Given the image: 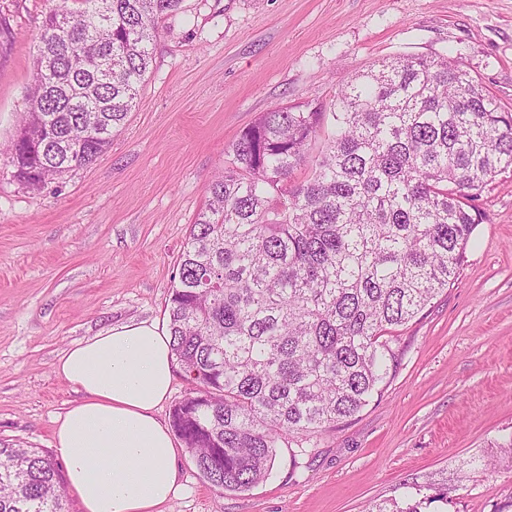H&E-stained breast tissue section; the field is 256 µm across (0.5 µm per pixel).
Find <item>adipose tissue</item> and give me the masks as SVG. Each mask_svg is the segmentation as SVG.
Segmentation results:
<instances>
[{"label": "adipose tissue", "instance_id": "adipose-tissue-1", "mask_svg": "<svg viewBox=\"0 0 512 512\" xmlns=\"http://www.w3.org/2000/svg\"><path fill=\"white\" fill-rule=\"evenodd\" d=\"M170 343L158 322L127 323L71 346L54 364L83 394L53 432L82 512H160L176 496L179 449L156 417L173 382Z\"/></svg>", "mask_w": 512, "mask_h": 512}]
</instances>
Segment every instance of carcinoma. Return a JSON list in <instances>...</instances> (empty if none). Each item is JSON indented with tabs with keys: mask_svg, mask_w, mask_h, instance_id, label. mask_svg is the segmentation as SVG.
<instances>
[{
	"mask_svg": "<svg viewBox=\"0 0 512 512\" xmlns=\"http://www.w3.org/2000/svg\"><path fill=\"white\" fill-rule=\"evenodd\" d=\"M68 2L42 22L22 139L0 152L32 189L108 150L159 20L182 0ZM224 154L166 307L171 353L192 385L171 426L211 486L244 492L289 438L307 443L381 395L396 362L381 337L456 277L479 223L471 200L512 169V113L455 59L397 56L355 74L328 109L262 113ZM305 166L309 179L292 184ZM436 501L448 494L368 512ZM65 504L57 464L1 439L0 512Z\"/></svg>",
	"mask_w": 512,
	"mask_h": 512,
	"instance_id": "1",
	"label": "carcinoma"
}]
</instances>
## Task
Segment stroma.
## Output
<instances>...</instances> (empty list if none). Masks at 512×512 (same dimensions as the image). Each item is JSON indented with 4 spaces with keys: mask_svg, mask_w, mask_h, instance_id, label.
I'll use <instances>...</instances> for the list:
<instances>
[{
    "mask_svg": "<svg viewBox=\"0 0 512 512\" xmlns=\"http://www.w3.org/2000/svg\"><path fill=\"white\" fill-rule=\"evenodd\" d=\"M53 0H0V145L13 139ZM459 60L512 112V0H183L111 147L38 191L0 163V438L55 456L54 420L83 397L55 374L104 328L165 320L177 258L261 113L331 104L399 55ZM457 278L387 340L398 365L369 405L271 476L221 491L190 452L162 512H366L434 484L433 512H512V172L478 193Z\"/></svg>",
    "mask_w": 512,
    "mask_h": 512,
    "instance_id": "obj_1",
    "label": "stroma"
}]
</instances>
